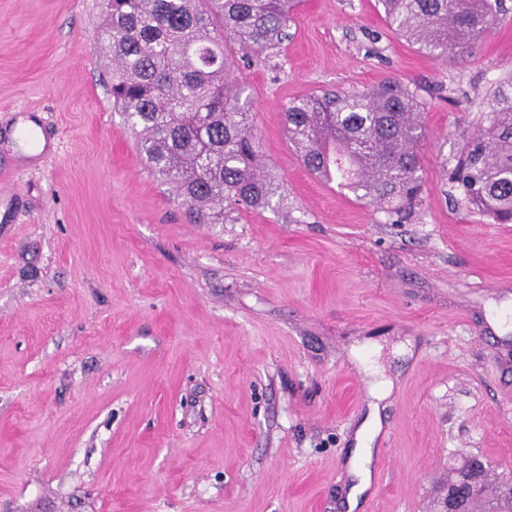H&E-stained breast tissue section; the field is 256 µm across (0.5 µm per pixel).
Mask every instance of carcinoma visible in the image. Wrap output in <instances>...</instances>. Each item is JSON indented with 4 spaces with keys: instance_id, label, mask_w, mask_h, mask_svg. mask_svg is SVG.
<instances>
[{
    "instance_id": "obj_1",
    "label": "carcinoma",
    "mask_w": 512,
    "mask_h": 512,
    "mask_svg": "<svg viewBox=\"0 0 512 512\" xmlns=\"http://www.w3.org/2000/svg\"><path fill=\"white\" fill-rule=\"evenodd\" d=\"M388 25L419 50L458 59L494 29L503 0H381ZM300 0H103L99 45L113 57L111 92L139 152L200 224H236L242 212L283 205L282 179L262 162L252 101L232 57H259L287 37ZM450 173L466 203L512 223V92L499 89ZM421 103L394 82L308 95L284 112L288 136L313 175L401 215L421 188ZM483 512H512L485 493Z\"/></svg>"
}]
</instances>
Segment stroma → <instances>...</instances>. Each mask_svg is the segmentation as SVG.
Listing matches in <instances>:
<instances>
[{
    "label": "stroma",
    "mask_w": 512,
    "mask_h": 512,
    "mask_svg": "<svg viewBox=\"0 0 512 512\" xmlns=\"http://www.w3.org/2000/svg\"><path fill=\"white\" fill-rule=\"evenodd\" d=\"M504 3L451 63L378 0H304L279 50L233 59L284 204L198 224L112 105L101 0H0V512H346L364 362L394 387L360 512H435L465 455L512 468V224L446 176L512 78ZM384 81L423 105L399 219L310 174L283 121Z\"/></svg>",
    "instance_id": "35a3bbf8"
}]
</instances>
